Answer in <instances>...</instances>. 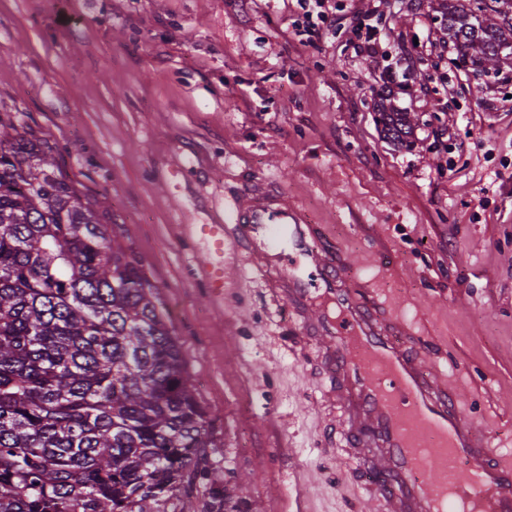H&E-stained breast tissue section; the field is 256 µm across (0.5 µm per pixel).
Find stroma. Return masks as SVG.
Listing matches in <instances>:
<instances>
[{
	"label": "stroma",
	"instance_id": "1",
	"mask_svg": "<svg viewBox=\"0 0 512 512\" xmlns=\"http://www.w3.org/2000/svg\"><path fill=\"white\" fill-rule=\"evenodd\" d=\"M315 44L290 0H0V113L47 138L142 259L211 425L228 512H375L300 318L198 224L285 193L512 456V84L480 96L412 0H336ZM415 117L386 139L380 95ZM196 233L207 240L208 249L203 265L206 288L212 297H218L224 288V225L198 224Z\"/></svg>",
	"mask_w": 512,
	"mask_h": 512
}]
</instances>
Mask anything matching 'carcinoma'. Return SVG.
Listing matches in <instances>:
<instances>
[{"label": "carcinoma", "instance_id": "carcinoma-1", "mask_svg": "<svg viewBox=\"0 0 512 512\" xmlns=\"http://www.w3.org/2000/svg\"><path fill=\"white\" fill-rule=\"evenodd\" d=\"M479 94L512 82V0H435ZM394 141L413 132L383 96ZM54 147L0 114V512H165L207 456L209 416L143 264ZM201 503L224 512L217 468Z\"/></svg>", "mask_w": 512, "mask_h": 512}]
</instances>
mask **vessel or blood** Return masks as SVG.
<instances>
[{"label":"vessel or blood","instance_id":"obj_1","mask_svg":"<svg viewBox=\"0 0 512 512\" xmlns=\"http://www.w3.org/2000/svg\"><path fill=\"white\" fill-rule=\"evenodd\" d=\"M245 261L271 277L305 336L320 344L355 448L383 512H512V459L494 456L446 378L431 375L410 333L351 273L348 255L323 243L286 195L249 188L234 207ZM211 296L224 287V227L200 224Z\"/></svg>","mask_w":512,"mask_h":512}]
</instances>
